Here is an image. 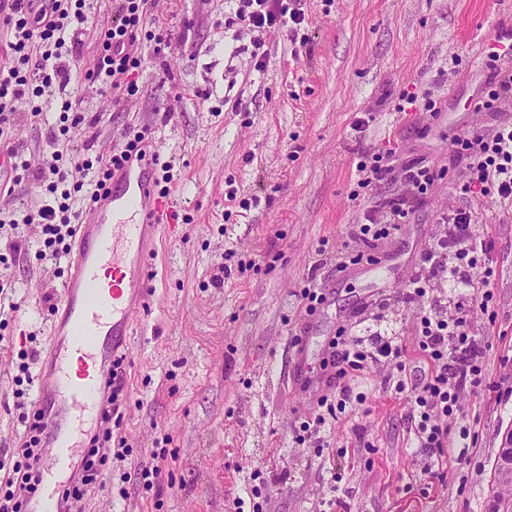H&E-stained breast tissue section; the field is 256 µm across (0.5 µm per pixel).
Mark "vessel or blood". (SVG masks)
<instances>
[{
    "mask_svg": "<svg viewBox=\"0 0 512 512\" xmlns=\"http://www.w3.org/2000/svg\"><path fill=\"white\" fill-rule=\"evenodd\" d=\"M155 145L114 170L106 193L81 213L75 250L61 288L62 315L51 322L49 368L35 385L51 454L39 473L29 512H63L60 477L78 448L101 426L104 397L116 360L129 353L136 315L145 312L149 265L157 236L169 221L159 189ZM110 281H101L99 270Z\"/></svg>",
    "mask_w": 512,
    "mask_h": 512,
    "instance_id": "vessel-or-blood-1",
    "label": "vessel or blood"
}]
</instances>
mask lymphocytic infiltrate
<instances>
[{
    "label": "lymphocytic infiltrate",
    "instance_id": "f902f5d3",
    "mask_svg": "<svg viewBox=\"0 0 512 512\" xmlns=\"http://www.w3.org/2000/svg\"><path fill=\"white\" fill-rule=\"evenodd\" d=\"M152 6L153 0H121L111 25L99 37L93 72L97 80L109 87L113 102H122L137 92L131 79L141 65L137 33ZM235 16L244 27L258 34L253 41L252 58L259 69L266 59L260 32L287 24L298 26L305 20L300 0H238ZM0 20L11 34L6 47L20 62L19 67L0 78V139H7L14 129L15 102L35 84L66 78L61 50L67 40L76 39L84 16L81 11L65 8L64 0H0ZM51 140L56 147L55 157H68L69 162L62 168L51 167L44 190L60 195L61 200L58 205L42 207L37 222L45 249L57 259L68 252L76 232L78 215L68 203L72 191L81 190L90 175L95 178L96 190H103L112 170L140 153L144 138L135 136L123 150L98 160L72 154L66 129L52 133ZM454 144L458 155L467 161L468 179L461 186L462 192L489 195L498 203L511 204L512 126L459 137ZM402 176L408 196L387 201L384 213L365 212L353 232L355 239H386L409 223L413 214L409 196L426 194L435 174L421 162L411 161L403 165ZM440 220L448 226L447 236L421 251L415 272L401 293L403 303L414 304L428 297L434 281L443 278L470 291L468 299L456 303L454 314H447L433 304L417 314L416 344L429 363V372L417 388L411 418L419 446L431 452L430 462L423 470L425 479L430 481L443 477L450 431H457L464 441L471 435L461 395L486 379L483 352L471 332V313L476 309L488 310L494 298L490 283L495 273L491 247L477 232L470 212L453 210L443 213ZM327 362L333 369L329 380L334 389L317 397L314 411L299 426L304 437L318 441L338 415L353 404L355 396L349 379L365 375L376 364L393 366L402 375L407 367L406 348L394 336L379 340L374 350L366 351L356 341L339 336L330 343ZM28 431L29 440L16 450L18 459L6 481L8 490L0 497V512H21L29 497L38 491L41 426L30 422ZM111 442L112 429L107 425L90 438L89 454L78 465L71 488L62 495L66 512H81V500L86 487L95 480L97 463L125 457V449L112 448Z\"/></svg>",
    "mask_w": 512,
    "mask_h": 512
}]
</instances>
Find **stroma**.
<instances>
[{
  "label": "stroma",
  "mask_w": 512,
  "mask_h": 512,
  "mask_svg": "<svg viewBox=\"0 0 512 512\" xmlns=\"http://www.w3.org/2000/svg\"><path fill=\"white\" fill-rule=\"evenodd\" d=\"M304 3L306 46L296 48L285 29L264 32L259 71L250 32L224 23L235 0H155L143 31L185 38L159 52L143 41L139 90L116 105L89 69L116 2L82 0L69 83L16 104L12 140L32 162L50 160V132L68 100L98 116L96 127L70 126L74 149L105 156L149 133L178 187L149 272L153 301L124 363L127 395L112 433L127 454L102 466L86 512H228L256 475L266 512H320L326 501L330 512H486L497 493L493 462L512 432V398L498 400L495 390L512 387V208L461 193L466 162L452 140L512 125V87L494 111L473 108L488 83L512 75V58H487L496 31L512 27V0ZM406 94L417 103L404 104ZM423 95L436 111H424ZM239 101L247 110L236 109ZM367 113L372 122L355 132ZM387 153L385 180L361 187L359 161ZM411 159L425 161L436 180L414 201L409 224L385 240L350 242L366 210L405 193L401 167ZM49 201L27 182L0 195V224L16 223L25 244L0 264V278L12 282L0 292V480L25 432L13 392H34L37 369H22V355L44 350L66 269L43 257L39 228L26 221ZM452 209L473 213L496 263L493 303L473 314L477 338L490 343L491 384L462 399L476 420L480 469L452 461L443 480H423L429 451L410 421L411 387L428 370L418 355L406 392L394 389L395 369H372L353 381L363 399L333 424L327 446L297 444L339 330L414 343L413 310L400 294ZM224 266L232 273L216 284ZM310 279L327 296L311 314L295 297ZM155 453L165 455V472L150 487L139 467Z\"/></svg>",
  "instance_id": "obj_1"
}]
</instances>
